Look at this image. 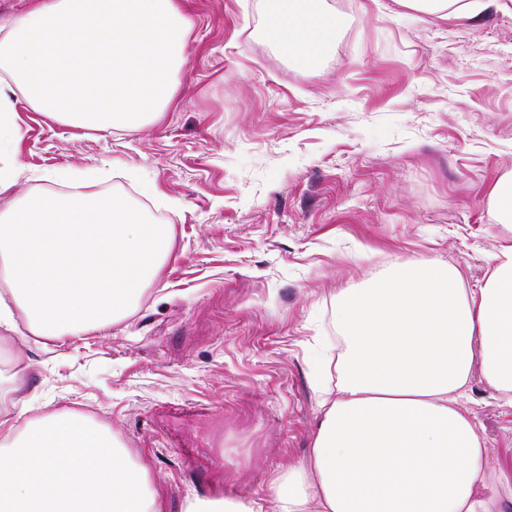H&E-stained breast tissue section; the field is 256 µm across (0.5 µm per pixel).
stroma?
Masks as SVG:
<instances>
[{
	"label": "stroma",
	"instance_id": "35a3bbf8",
	"mask_svg": "<svg viewBox=\"0 0 512 512\" xmlns=\"http://www.w3.org/2000/svg\"><path fill=\"white\" fill-rule=\"evenodd\" d=\"M191 16L172 104L137 131L101 135L15 100L19 139L0 193L76 192V173L125 199L173 246L126 315L74 336L30 335L23 316L0 370L24 367L34 417L75 411L149 473L160 512L188 497L267 503L308 456L338 374L337 296L393 263L458 267L484 283L507 234L489 193L512 172V0L480 21L399 0H325L346 25L314 68L264 27L268 0H180ZM70 173L67 181L54 172ZM469 406L493 483H512V407L480 369Z\"/></svg>",
	"mask_w": 512,
	"mask_h": 512
}]
</instances>
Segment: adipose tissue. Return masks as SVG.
<instances>
[{
  "label": "adipose tissue",
  "mask_w": 512,
  "mask_h": 512,
  "mask_svg": "<svg viewBox=\"0 0 512 512\" xmlns=\"http://www.w3.org/2000/svg\"><path fill=\"white\" fill-rule=\"evenodd\" d=\"M268 16L271 39L305 68L344 25L316 0H279ZM192 26L178 0H33L0 24V151L19 135L17 96L97 132L152 121L174 97ZM96 179L0 213V344L18 311L35 336L115 323L169 253L168 226ZM487 264L479 288L452 266L401 264L340 294V379L309 457L272 481L273 512H512V489H489V450L462 401L477 366L512 406V244ZM23 387L0 374V512H159L146 469L106 431L69 411L29 419Z\"/></svg>",
  "instance_id": "adipose-tissue-1"
}]
</instances>
